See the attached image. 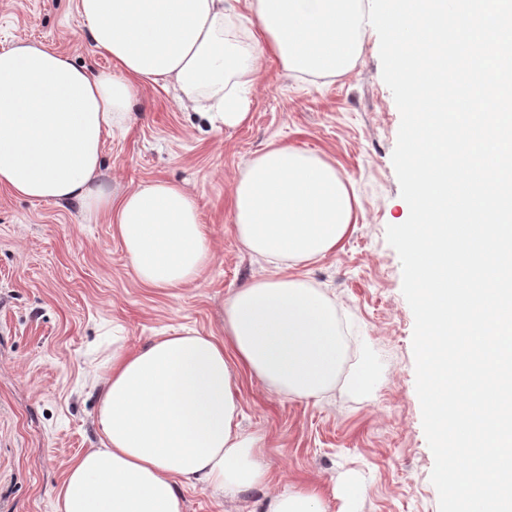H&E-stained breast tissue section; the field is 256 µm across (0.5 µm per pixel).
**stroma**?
Here are the masks:
<instances>
[{"label": "stroma", "instance_id": "35a3bbf8", "mask_svg": "<svg viewBox=\"0 0 512 512\" xmlns=\"http://www.w3.org/2000/svg\"><path fill=\"white\" fill-rule=\"evenodd\" d=\"M76 3L0 0V50L26 40L92 74L110 72ZM379 47L369 32L352 68L334 78H304L269 59L247 91V121L229 130L181 107L172 87L139 90L130 129L104 139L101 173L118 193L154 181L191 193L207 257L190 284L139 283L109 215L0 186V512H57L68 462L99 444L91 378L114 346L141 347L181 326L217 332L222 301L262 275L236 238L231 188L271 143L335 161L361 204L336 251L303 269L340 310L336 384L304 399L240 374L238 421L262 439L265 480L236 500L182 486L183 512H264L268 496L310 486L321 488L325 512H439L415 388L414 316L386 240L409 206L392 163L401 116ZM366 361L377 372L362 393L350 381Z\"/></svg>", "mask_w": 512, "mask_h": 512}]
</instances>
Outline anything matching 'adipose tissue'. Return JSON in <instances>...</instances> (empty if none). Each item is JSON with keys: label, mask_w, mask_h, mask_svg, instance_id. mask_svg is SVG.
Masks as SVG:
<instances>
[{"label": "adipose tissue", "mask_w": 512, "mask_h": 512, "mask_svg": "<svg viewBox=\"0 0 512 512\" xmlns=\"http://www.w3.org/2000/svg\"><path fill=\"white\" fill-rule=\"evenodd\" d=\"M237 2L77 0L95 49L112 60L109 74L41 44L0 51V185L112 213L146 286L192 280L206 255L193 196L155 181L116 199L100 178L104 138L126 129L138 88L173 85L179 103L234 129L249 116L241 89L266 56L293 73L336 77L363 45L361 0H247L255 34L236 27ZM232 205L236 237L266 275L223 302L219 333L180 328L113 349L97 379L101 445L68 465L58 512H182L180 487L199 483L237 497L264 478L260 439L237 421L238 369L298 398L335 383L339 311L294 268L336 250L357 221V199L335 162L272 144L236 178Z\"/></svg>", "instance_id": "ef3b65f1"}]
</instances>
